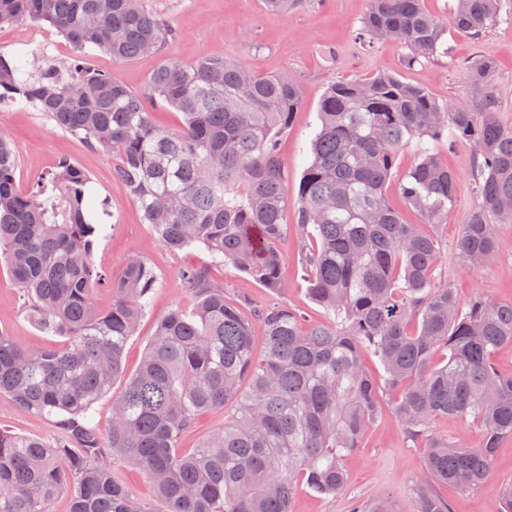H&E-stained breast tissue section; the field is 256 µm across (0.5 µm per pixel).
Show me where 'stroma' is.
I'll return each instance as SVG.
<instances>
[{
	"instance_id": "35a3bbf8",
	"label": "stroma",
	"mask_w": 512,
	"mask_h": 512,
	"mask_svg": "<svg viewBox=\"0 0 512 512\" xmlns=\"http://www.w3.org/2000/svg\"><path fill=\"white\" fill-rule=\"evenodd\" d=\"M145 7L168 23L174 31L163 56H142L118 62L106 55L91 58L97 70L112 74L129 89L142 90L162 58L194 63L204 55H221L238 61L263 76L283 72L297 78L303 103L296 112L280 152L291 184H298L309 161L310 143L319 127V106L331 84L339 80L366 79L387 73L426 88L437 100L454 101L479 109V95L471 82L469 63L488 57L495 63L488 83L497 99V112L512 122V0H502L500 21L481 37L449 29L448 53L406 67L404 50L393 40L365 41L358 32L367 11V0H301L297 9L285 14L267 10L264 0H143ZM34 26L22 23L0 28V51L23 55L46 50L59 58L72 55V48L59 36L43 43L33 39ZM0 130L12 138L19 158V184L29 187L63 158L70 159L94 178L100 198L109 203L106 232L95 251L96 266L120 277L123 259L132 250L154 265L160 284L151 305L131 336L125 354V371L134 373L151 340L156 321L178 304H188L180 272L188 266L209 265L200 249L170 252L142 224L135 202L125 186L112 175L114 160L90 149L80 139L64 133L42 113L32 108H4ZM433 148L457 177V196L444 223L435 228L442 256L448 262V281L460 304L476 297L500 303L512 302V224H496L501 242L480 267H470L457 256V240L463 224L477 203L473 190L468 143L434 142ZM285 288L273 293L248 275L225 266H209L212 277L224 282L230 296L244 294L260 304L285 302L298 310L304 325L328 322L327 313L307 294V276L296 237H289L283 253ZM0 332L12 336L25 348H47L62 344L36 327L22 309L19 290L6 268L0 266ZM0 428L12 433L51 439V423L35 414L18 410L7 395H0ZM426 439L406 436L390 410H383L358 448L346 461L349 483L333 497L299 487L293 512H351L354 503L389 499L395 512H413L415 488L423 468ZM512 477V438L500 441L488 484L463 492L453 486L434 485L433 491L448 503L450 512H501L495 484Z\"/></svg>"
}]
</instances>
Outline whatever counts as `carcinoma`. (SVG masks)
<instances>
[{
    "label": "carcinoma",
    "instance_id": "obj_1",
    "mask_svg": "<svg viewBox=\"0 0 512 512\" xmlns=\"http://www.w3.org/2000/svg\"><path fill=\"white\" fill-rule=\"evenodd\" d=\"M499 2L455 0L448 19L430 14L423 0H369L361 35L398 41L413 66L448 54L450 24L475 36L493 27ZM19 23L49 27L74 55L0 53V107H32L116 156L113 176L172 252L202 248L212 263L279 293L281 245L293 233L309 298L331 322L305 331L288 304L250 306L230 298L208 268L186 269L192 308L162 317L139 369L125 375L127 343L158 273L138 253L124 258L119 279L102 273L93 257L106 202L91 175L63 159L22 190L15 148L1 131L0 265L22 291L28 318L66 343L25 349L0 332V394L52 418L55 428L50 440L0 429V512H48L66 491L70 512H155L112 478L115 454L151 478L165 512H291L301 485L323 496L346 489L345 460L380 417L383 392L405 433L428 440L425 477L463 490L486 485L499 441L512 438V375L492 363L512 346V303L479 297L461 306L437 238L404 223L385 188L412 142L444 135L468 142L477 205L462 225L458 255L479 267L499 248L489 218L512 223V123L494 112L491 59L470 65L481 112L441 103L394 75L331 84L311 160L293 189L278 148L302 103L290 75L259 76L219 55L189 65L165 58L137 93L90 58L163 53L172 29L142 0H0V27ZM158 106L177 112L179 123L156 125ZM399 191L425 223L441 224L456 177L424 148ZM99 286L112 291L107 312L94 302ZM254 321L265 329L260 354ZM368 356L383 381L366 369ZM121 376L103 435L92 411ZM230 403L223 429L191 453L179 448L200 412ZM436 418L480 425L483 445L429 434ZM414 512H449L448 502L423 486Z\"/></svg>",
    "mask_w": 512,
    "mask_h": 512
}]
</instances>
